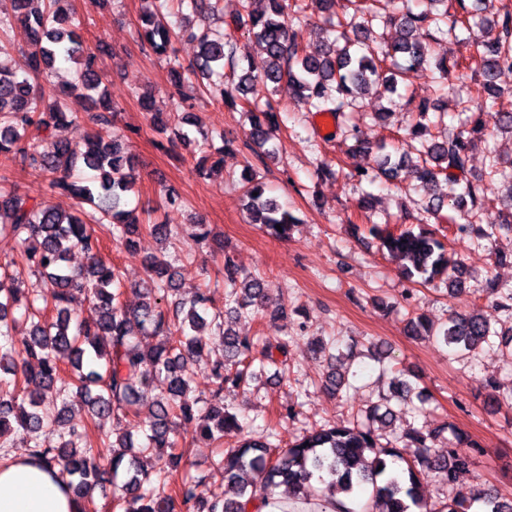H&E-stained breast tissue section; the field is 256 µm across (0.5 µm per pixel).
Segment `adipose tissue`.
I'll list each match as a JSON object with an SVG mask.
<instances>
[{
  "instance_id": "1",
  "label": "adipose tissue",
  "mask_w": 512,
  "mask_h": 512,
  "mask_svg": "<svg viewBox=\"0 0 512 512\" xmlns=\"http://www.w3.org/2000/svg\"><path fill=\"white\" fill-rule=\"evenodd\" d=\"M0 512H77L59 468L45 469L24 457L0 469Z\"/></svg>"
}]
</instances>
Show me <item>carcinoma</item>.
Here are the masks:
<instances>
[{
	"instance_id": "obj_1",
	"label": "carcinoma",
	"mask_w": 512,
	"mask_h": 512,
	"mask_svg": "<svg viewBox=\"0 0 512 512\" xmlns=\"http://www.w3.org/2000/svg\"><path fill=\"white\" fill-rule=\"evenodd\" d=\"M68 2L0 0V52L6 50L4 38L20 24L29 32L23 64L27 73L53 68L60 56L80 65L76 83L48 90L34 88L27 77L0 65V158L30 169L49 189L76 200L73 211L62 212L0 175V235L13 237L19 245L18 258L8 266L21 263L39 276L38 287L27 292L8 270L0 273V440L16 436L20 453L59 467L81 512H88L107 470L121 468L126 473L117 496L122 512H174L177 501L188 512H261L276 504V490L283 485L296 501L317 499V512H327L328 505L332 512H434L420 495L421 478L430 471L442 474L453 493L442 505L444 512H471L475 506L480 512H512V498L494 488L475 493L456 489L458 475L473 466L468 449L480 444L448 423L440 422L426 435L410 428L381 442L374 423L389 426L396 418L395 406H413L415 386L406 378L395 381L390 397L369 403L347 422L306 430L286 449H278L272 432L262 440L243 438L224 454L219 499L204 497L203 475L185 474L165 491L183 460L176 424L196 420L200 435L213 441L245 433L237 414L224 403V386L239 388L266 367L284 364L288 341L235 334L207 288L187 302L177 299L174 267L164 250L148 260L142 302L134 308L123 304L120 271L102 259L95 226L108 224L113 239L127 248L136 246L142 225L128 209L137 193L135 159L118 141V109L98 53L77 34ZM142 2L136 42L160 55L175 40L199 47L186 67L169 58L171 111L155 112L150 96L141 97L159 134L188 119L186 109L206 97L247 113L253 144L275 158L278 148L270 141L280 111L270 100L249 98L254 82L277 85L286 79L305 109L340 117L378 86L402 98L399 86L410 73L427 68L446 92L450 71L474 77L483 93L482 106L494 110L496 132L512 137V92L498 85L501 71L512 68V11L507 8L492 15L482 10L481 0H427L426 8L416 12L409 0H387L395 5L388 16L395 34L387 45L384 37L375 36L381 14L368 0H349L355 5L352 15L342 0H239L233 25L252 35L266 55V65L256 75L244 66L247 58L237 55L232 38L196 26L185 14L211 10L212 0ZM310 11L324 18V27L315 44L302 47L292 25ZM174 15L177 21H168ZM474 27L486 30L487 36L473 42L468 58L450 62L431 57L426 39H456L458 32ZM414 111L418 121L409 135L419 144L416 163L407 171L404 158L382 154L377 168L357 173L358 180L374 184L405 174L415 182L425 213L435 217L448 207L466 220L457 225L462 237L470 235L474 220L496 208L495 221L477 232L479 246L492 248L501 235L512 234V158L505 161L492 153L484 175L473 176L471 151L475 140L485 136L481 113L460 102L452 134L426 141L422 136L430 116L441 120L447 112L437 101L420 102ZM80 119L91 124L84 144L55 137L58 127ZM442 180L448 185L446 193L438 189ZM243 187L251 221L276 238L290 237L296 218L266 196L265 182L251 168L243 176ZM494 187L505 192L491 198L488 192ZM383 223H390L389 218ZM381 224L371 221L369 233L401 261L407 280L442 285L451 293L466 288L463 263L449 256L448 244L435 231L423 224L387 231ZM76 249L87 258L80 268L68 264ZM223 275L229 286L224 305L236 315L279 313L262 280L240 269L229 255L224 256ZM487 290L494 295L487 310L452 312L437 328L414 316L408 321L410 335L436 336L446 346L473 355L497 339L512 345V287L501 288L490 280ZM77 295L88 301L89 314L69 307ZM49 308L56 311L52 321L45 318ZM503 321L508 329H496ZM20 324L29 333L17 346L13 330ZM203 326L211 329L223 358L211 367L214 389L201 407L192 383L193 365L202 350L195 331ZM347 385L346 374L331 362L323 388L336 395ZM485 386L492 402L512 407V386L491 379ZM54 388L59 404L48 410L43 393ZM75 404L84 405L98 426L111 417L117 420L112 432L100 434L98 445L88 443L86 430L67 423V412ZM46 425L58 427L55 446L31 438ZM437 441L448 442V448L434 451ZM148 456L155 460L150 468L143 465ZM367 485L371 496L363 503L359 492Z\"/></svg>"
}]
</instances>
